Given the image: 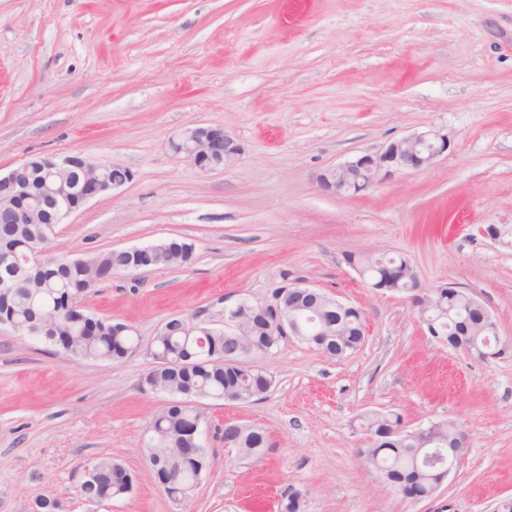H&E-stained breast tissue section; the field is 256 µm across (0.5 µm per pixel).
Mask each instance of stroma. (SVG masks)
<instances>
[{
  "mask_svg": "<svg viewBox=\"0 0 512 512\" xmlns=\"http://www.w3.org/2000/svg\"><path fill=\"white\" fill-rule=\"evenodd\" d=\"M190 126L224 128L241 159L196 167L170 146ZM430 128L451 141L434 165L353 197L317 187L323 169ZM34 155L134 174L64 219L49 255L193 245L188 265L118 272L84 297L142 342L170 317L217 322L296 284L360 308L366 339L337 360L284 340L260 361L265 398L199 400L210 468L176 504L143 448L168 401L140 388L145 351L81 359L2 325L0 512L40 497L64 512H276L289 485L306 512H492L512 497V249L482 233L512 224V0H0V173ZM348 252L403 256L424 289L467 292L495 319L499 355L436 341ZM370 411L464 430L433 498L403 497L358 460ZM231 421L264 428L269 447H225ZM103 458L134 489L94 507L78 486Z\"/></svg>",
  "mask_w": 512,
  "mask_h": 512,
  "instance_id": "stroma-1",
  "label": "stroma"
}]
</instances>
